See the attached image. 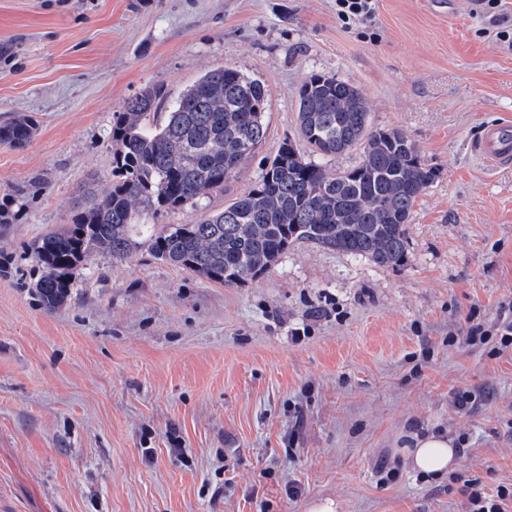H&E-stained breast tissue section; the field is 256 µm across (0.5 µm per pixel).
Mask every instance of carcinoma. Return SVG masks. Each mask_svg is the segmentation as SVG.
I'll return each instance as SVG.
<instances>
[{"mask_svg":"<svg viewBox=\"0 0 512 512\" xmlns=\"http://www.w3.org/2000/svg\"><path fill=\"white\" fill-rule=\"evenodd\" d=\"M268 97L260 79L226 65L202 75L163 114L158 87L113 113L111 190L99 197L81 187L70 223L34 244L43 305L67 301L75 272L95 254L123 262L144 247L225 285L263 274L300 243L400 264L406 225L434 171L401 130L371 126L357 87L325 74L311 75L298 91V130L308 153L286 138L253 187L223 210L160 229L136 222L143 211H196L202 198L224 191L266 138ZM35 132L27 118L0 124V145L21 148ZM359 147L360 160L342 170L313 160Z\"/></svg>","mask_w":512,"mask_h":512,"instance_id":"obj_1","label":"carcinoma"}]
</instances>
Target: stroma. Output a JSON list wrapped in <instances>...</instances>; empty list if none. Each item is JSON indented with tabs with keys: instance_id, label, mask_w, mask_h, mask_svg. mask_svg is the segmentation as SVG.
Returning a JSON list of instances; mask_svg holds the SVG:
<instances>
[{
	"instance_id": "1",
	"label": "stroma",
	"mask_w": 512,
	"mask_h": 512,
	"mask_svg": "<svg viewBox=\"0 0 512 512\" xmlns=\"http://www.w3.org/2000/svg\"><path fill=\"white\" fill-rule=\"evenodd\" d=\"M227 64L267 85V137L203 207L251 188L297 133L300 85L333 75L437 174L404 261L301 244L226 286L99 253L46 309L33 245L89 176L109 192L114 112ZM19 116L36 133L0 146V512H465L470 482L512 488V348L466 341L512 302V168L469 147L512 117V48L469 0H378L371 33L334 0H0V124ZM415 426L463 454L380 482Z\"/></svg>"
}]
</instances>
